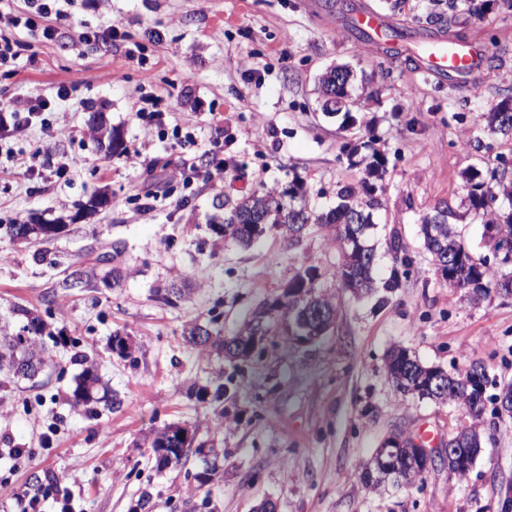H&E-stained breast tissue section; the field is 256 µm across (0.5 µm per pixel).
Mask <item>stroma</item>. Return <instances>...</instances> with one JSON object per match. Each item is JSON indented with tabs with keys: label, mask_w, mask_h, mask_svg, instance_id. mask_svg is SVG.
Wrapping results in <instances>:
<instances>
[{
	"label": "stroma",
	"mask_w": 512,
	"mask_h": 512,
	"mask_svg": "<svg viewBox=\"0 0 512 512\" xmlns=\"http://www.w3.org/2000/svg\"><path fill=\"white\" fill-rule=\"evenodd\" d=\"M71 23L87 30L106 22L123 37L70 47L38 32H19L26 47L0 99L54 97L76 88L74 101L0 139L16 151L50 143L69 170L34 178L0 154V315L22 306L44 314L55 336L50 362L32 380L0 378V448H29L27 466L0 463V512H21L36 496L42 512H134L142 493L151 512H497L501 485L512 483V419L486 415L483 451L464 480L440 468L401 490L373 492L363 464L394 434L430 430L443 444L463 418L451 405L398 393L386 373L388 352L411 350L427 366L451 371L483 361L498 383L512 382V297L473 305L441 282L420 235L435 206L459 208L463 174L512 159V141L462 147L483 113L512 95V10L493 6L491 23L470 20L459 33L482 54H495L464 75L424 72V49L449 37L425 23L430 0H64ZM380 14L401 40L364 41L354 18ZM163 39L153 43L151 31ZM146 61L130 62L134 44ZM345 65L354 73L349 110L326 114L319 76ZM167 109L165 127L135 119L140 97ZM102 114L119 129L128 154L105 157L89 123ZM386 158L378 184L382 206L369 242L376 251V291L357 298L336 280L339 255L314 229L298 244L270 231L245 247L225 241L213 222L224 200L254 190L302 183L310 204L331 207L336 186L360 183L343 149L365 141ZM224 161V180L174 178L185 163L206 165V150ZM150 159L141 165L135 152ZM171 182L168 198L142 209L131 199L144 182ZM110 205L71 222L95 191ZM65 219L47 244L10 240L13 221ZM398 231L410 274L390 287L387 250ZM121 240L126 253L119 287L104 266H88L81 287L62 291L65 269L93 238ZM312 266L335 298L334 326L299 347L270 332L253 362L234 367L215 349L189 343L188 329L215 322L236 335L251 312L281 298L298 269ZM186 288L165 304L161 289ZM127 337L131 358L112 351ZM83 353L120 408H74ZM229 392L215 397L218 384ZM195 428L182 464L158 468L151 446L166 426Z\"/></svg>",
	"instance_id": "1"
}]
</instances>
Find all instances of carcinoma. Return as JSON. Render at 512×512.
<instances>
[{
  "instance_id": "obj_1",
  "label": "carcinoma",
  "mask_w": 512,
  "mask_h": 512,
  "mask_svg": "<svg viewBox=\"0 0 512 512\" xmlns=\"http://www.w3.org/2000/svg\"><path fill=\"white\" fill-rule=\"evenodd\" d=\"M433 5L439 6V11L431 12L426 17L430 23L441 24L448 28H454L463 24L466 18L473 17L479 21L485 18V4H476V0H448L440 3L433 0ZM512 102V96L503 99L491 111L482 115L485 120L484 132L489 137H512V108L505 107L506 102ZM346 158L351 166H362L370 176L381 177L385 166L383 155L372 152L359 155V148L353 147L346 152ZM465 202L468 211L474 218L486 226H493L496 235L482 239V248L488 255H498L505 262L503 271L496 281L492 282L487 277V269L482 262L476 261L471 256L469 247L462 239L457 225L448 224L445 234L452 235L455 241V256L453 263L448 267H441L444 263V255L440 251L436 239L430 233V227L438 211H433L422 218L421 234L424 248L432 257L436 271L440 272L446 281L448 288L469 297L470 291L478 289L481 296L477 300L482 301L489 297L493 291L500 294L512 295V288L505 284L508 276H512V265L509 264V253L512 252V211L504 214L495 202L502 196L512 205V171L489 168L485 175L473 171L466 177ZM382 201L374 187L367 184H338L336 188V206L331 208L310 207L305 200L298 198L295 187L288 191L278 192L274 189H259L250 195L243 197L229 211L225 217L229 227V221L235 217L241 224H252V231L224 235V241L234 242L248 246L255 238L263 233L275 230L283 235L291 244L299 243L308 231L314 227L325 232V236L336 245L340 253V261L336 271V279L342 280L346 276L354 275L352 290L356 293H369L374 289V263L371 262V249L365 242L366 233L360 234V241L352 239L351 234L358 230L353 223L354 215L363 217V224L369 227L372 223V213L380 208ZM45 228L41 224H11L7 232L15 239H23L26 242L47 241L49 237L38 229ZM388 249L393 253L395 264L403 268V272L393 270V279L390 287L398 286V275H407L411 265V259L407 255L406 246L399 234L392 233L387 242ZM125 246L120 240L101 241L93 240L86 248V256L98 265L114 263L121 257ZM286 300L276 301L261 311L264 318L263 328L256 330L252 321H247L240 330L239 335L247 337L240 351L233 354V358L244 363L250 360L256 353L255 338L265 337L273 326L277 325L282 333L292 332L294 336L320 335L317 328L306 329L299 324L300 310L309 305L312 307V320L325 321L326 327H331L336 316V303L334 297L322 291L317 285L315 269L306 267L299 270L285 291ZM25 317L26 323L15 332L9 327H4L3 337L0 338V367L3 365L16 375L27 376L23 366L36 363L40 366L48 364L47 348L44 337L52 336L48 322L37 312L27 309H19ZM410 356L405 348L393 349L386 360V371L397 390L405 395L410 394V389L423 385L436 371L434 367L423 366L418 359L407 362ZM486 374L485 366L478 360L471 361L461 369L448 373L446 390L442 393L421 394L419 398L431 400L438 404L455 406L464 414L468 422L461 425L455 432L458 447L464 448L473 456H479L481 448V427L483 425V401L479 399L477 390L470 387L461 388V379L469 378L476 374ZM97 381V375L91 368L83 372L82 385L75 392L73 405L76 408L88 403L91 399L90 389ZM152 447L159 452V463L166 464L168 459L179 462L184 457L182 441L177 433L165 427L158 431L152 441ZM430 468L421 464L415 468H408L401 478L387 479L373 484L367 482L365 486L372 491H379L389 485L393 487H409L423 479Z\"/></svg>"
}]
</instances>
